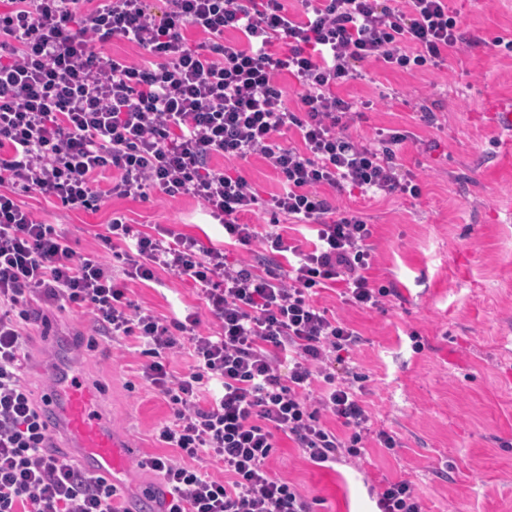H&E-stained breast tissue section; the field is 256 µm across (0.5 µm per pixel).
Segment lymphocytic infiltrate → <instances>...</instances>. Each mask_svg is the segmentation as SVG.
I'll return each mask as SVG.
<instances>
[{
  "instance_id": "f902f5d3",
  "label": "lymphocytic infiltrate",
  "mask_w": 512,
  "mask_h": 512,
  "mask_svg": "<svg viewBox=\"0 0 512 512\" xmlns=\"http://www.w3.org/2000/svg\"><path fill=\"white\" fill-rule=\"evenodd\" d=\"M9 0L0 10V512H123L115 488L53 450L43 408L23 375L33 301L88 314L97 335L135 341L141 378L170 407L155 430L169 455L143 457L167 488L159 512H312L268 461L279 436L320 467L363 459L372 427L351 362L358 332L320 308L336 286L345 305L382 309L392 288L371 280L372 227L332 204L328 187L416 199L404 129L353 136L359 101L340 89L371 62L440 70L464 42L448 0ZM202 34L191 41L187 30ZM122 39L141 61L97 52ZM299 92L289 103L285 78ZM298 145L284 144L287 134ZM264 157L282 189L260 199L213 157ZM30 192L68 209L106 195L143 202L189 195L224 229L223 246L168 229L133 232L113 217L103 253L79 256L55 225L23 209ZM264 207L267 224L242 223ZM310 226L293 244L281 219ZM249 250L233 262L228 247ZM193 281L217 322L170 320L128 296L158 271ZM194 364L175 375L169 357ZM208 455L215 478L193 464ZM377 512H425L410 482H385Z\"/></svg>"
}]
</instances>
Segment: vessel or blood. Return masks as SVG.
Segmentation results:
<instances>
[{
	"mask_svg": "<svg viewBox=\"0 0 512 512\" xmlns=\"http://www.w3.org/2000/svg\"><path fill=\"white\" fill-rule=\"evenodd\" d=\"M97 389L81 380L71 361L59 364L47 392L44 419L51 436H62L75 464L119 486L131 449L98 406Z\"/></svg>",
	"mask_w": 512,
	"mask_h": 512,
	"instance_id": "vessel-or-blood-1",
	"label": "vessel or blood"
}]
</instances>
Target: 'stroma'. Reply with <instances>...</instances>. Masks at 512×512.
Listing matches in <instances>:
<instances>
[{"label":"stroma","mask_w":512,"mask_h":512,"mask_svg":"<svg viewBox=\"0 0 512 512\" xmlns=\"http://www.w3.org/2000/svg\"><path fill=\"white\" fill-rule=\"evenodd\" d=\"M448 5L472 45L451 53L447 70L409 75L370 63L366 79L341 90L367 104L350 126L354 135L369 140L376 130L404 128L421 138V146L405 148L403 163L422 193L339 200L373 224L369 274L397 294L371 311L342 304L333 288L315 301L359 332L353 360L365 378L363 399L375 428L391 432L397 446L373 442L362 461L328 469L280 437L268 467L312 500L314 512H373V488L400 477L429 512H512V137L489 110L492 100L512 102V54L493 45L512 38V0ZM424 105L436 115L433 125L416 118ZM18 202L58 225L80 256L101 252L99 236L116 213L144 233L166 227L207 246L224 242L222 227L188 196L146 203L114 196L95 211L66 209L39 193ZM128 295L161 317L195 311L213 323L193 283L164 271L157 281L130 283ZM47 312L48 322L29 328L25 376L42 394L53 383L57 346L66 345L134 450L123 493L134 512H147L162 481L137 461L159 453L153 434L169 408L140 378L134 345L97 336L82 313Z\"/></svg>","instance_id":"obj_1"}]
</instances>
